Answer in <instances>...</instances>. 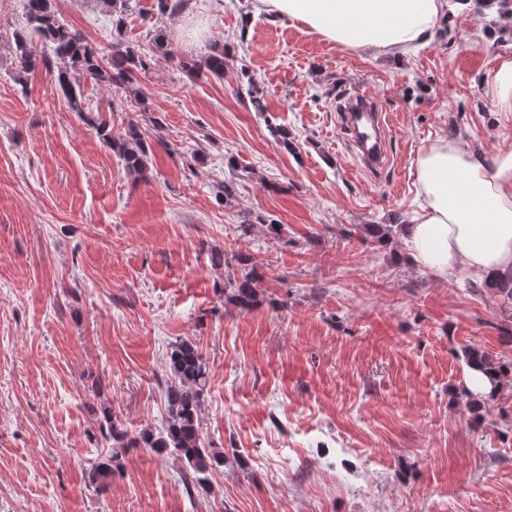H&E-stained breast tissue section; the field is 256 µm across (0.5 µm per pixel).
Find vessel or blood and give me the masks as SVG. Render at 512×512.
Here are the masks:
<instances>
[{"mask_svg":"<svg viewBox=\"0 0 512 512\" xmlns=\"http://www.w3.org/2000/svg\"><path fill=\"white\" fill-rule=\"evenodd\" d=\"M340 128L355 141L359 157L366 169L377 170L384 166L386 142L384 127L389 123L388 114L379 112L371 92L349 95L347 102L339 104Z\"/></svg>","mask_w":512,"mask_h":512,"instance_id":"obj_1","label":"vessel or blood"}]
</instances>
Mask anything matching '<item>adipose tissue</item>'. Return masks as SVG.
I'll list each match as a JSON object with an SVG mask.
<instances>
[{
  "mask_svg": "<svg viewBox=\"0 0 512 512\" xmlns=\"http://www.w3.org/2000/svg\"><path fill=\"white\" fill-rule=\"evenodd\" d=\"M308 32L357 53L402 56L425 44L449 10L473 0H258ZM420 212L405 225L411 259L439 276L465 271L491 281L512 271V145L492 162L462 140L440 137L418 153Z\"/></svg>",
  "mask_w": 512,
  "mask_h": 512,
  "instance_id": "ef3b65f1",
  "label": "adipose tissue"
}]
</instances>
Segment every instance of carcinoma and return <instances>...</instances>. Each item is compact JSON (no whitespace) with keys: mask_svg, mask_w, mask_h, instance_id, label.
<instances>
[{"mask_svg":"<svg viewBox=\"0 0 512 512\" xmlns=\"http://www.w3.org/2000/svg\"><path fill=\"white\" fill-rule=\"evenodd\" d=\"M115 17V31L122 34L124 17L129 11L130 0H101ZM25 29L38 34L51 45V52L38 56L28 38L19 35L13 50L19 71L27 73L40 66L57 69L58 86L75 112L83 111L84 90L81 81L71 79L70 72L81 73L85 79L105 83L114 93H127L135 84L147 61L132 50L115 51L106 55L92 46L81 34L65 26L52 8V0H27ZM97 133L111 145L122 158L125 168L139 175L146 170L149 144L137 124L129 123L116 137L106 121L95 124ZM257 269L250 268L234 281L229 301L242 308L249 307L255 298L254 284ZM499 297L504 320L512 322V274L483 284ZM468 368L481 371L492 384L487 398L495 399L503 390L512 388V364H506L492 355L474 348L463 351ZM170 375L165 383L164 400L166 417L158 434L143 432L139 438L130 439L126 430L112 421V411L103 412L98 429L105 441L114 448L143 446L159 455L173 454L186 461L192 470V483L204 486L207 473L224 463V453L205 443L201 421V402L208 383L205 359L190 340L175 343L169 354Z\"/></svg>","mask_w":512,"mask_h":512,"instance_id":"carcinoma-1","label":"carcinoma"}]
</instances>
